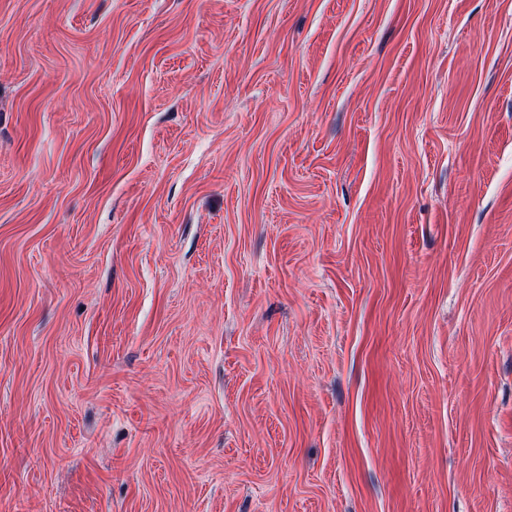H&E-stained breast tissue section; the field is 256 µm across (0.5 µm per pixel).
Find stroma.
I'll list each match as a JSON object with an SVG mask.
<instances>
[{"label":"stroma","instance_id":"35a3bbf8","mask_svg":"<svg viewBox=\"0 0 512 512\" xmlns=\"http://www.w3.org/2000/svg\"><path fill=\"white\" fill-rule=\"evenodd\" d=\"M0 512H512V0H0Z\"/></svg>","mask_w":512,"mask_h":512}]
</instances>
